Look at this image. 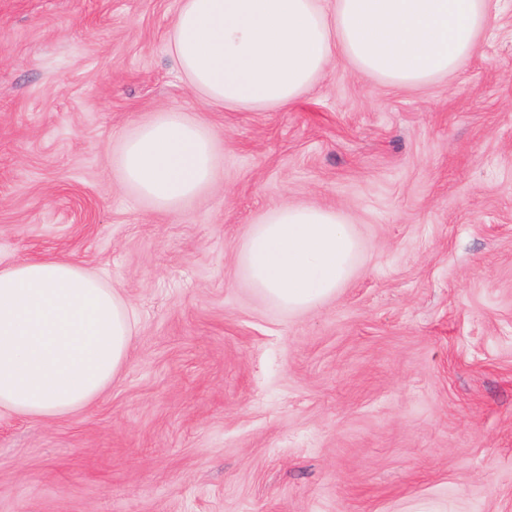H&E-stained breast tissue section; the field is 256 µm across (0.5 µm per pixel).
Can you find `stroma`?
I'll list each match as a JSON object with an SVG mask.
<instances>
[{"instance_id": "35a3bbf8", "label": "stroma", "mask_w": 512, "mask_h": 512, "mask_svg": "<svg viewBox=\"0 0 512 512\" xmlns=\"http://www.w3.org/2000/svg\"><path fill=\"white\" fill-rule=\"evenodd\" d=\"M179 0H0V265L87 267L137 317L82 411L0 413V512H512V0L453 75L335 58L286 109L206 103L164 44ZM213 131L221 187L159 213L119 189L159 111ZM283 203L360 240L301 313L244 281Z\"/></svg>"}]
</instances>
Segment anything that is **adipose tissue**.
Returning <instances> with one entry per match:
<instances>
[{"label":"adipose tissue","mask_w":512,"mask_h":512,"mask_svg":"<svg viewBox=\"0 0 512 512\" xmlns=\"http://www.w3.org/2000/svg\"><path fill=\"white\" fill-rule=\"evenodd\" d=\"M494 23L486 0H179L166 51L209 104L286 108L338 56L398 87L451 74ZM117 168L153 209H177L215 185V138L165 111L122 138ZM357 249L339 211L285 204L253 225L240 264L252 288L306 311L349 278ZM136 325L95 273L16 258L0 269V409L55 418L89 406L122 371Z\"/></svg>","instance_id":"ef3b65f1"}]
</instances>
